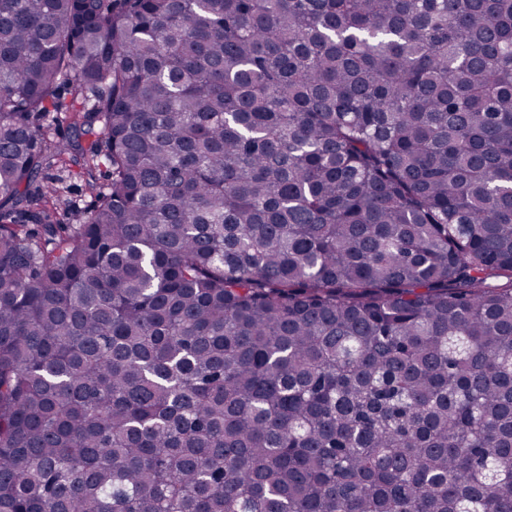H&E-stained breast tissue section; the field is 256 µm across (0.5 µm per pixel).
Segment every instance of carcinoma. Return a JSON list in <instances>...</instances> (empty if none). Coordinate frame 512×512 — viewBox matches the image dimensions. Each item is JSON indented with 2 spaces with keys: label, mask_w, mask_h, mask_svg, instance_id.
Wrapping results in <instances>:
<instances>
[{
  "label": "carcinoma",
  "mask_w": 512,
  "mask_h": 512,
  "mask_svg": "<svg viewBox=\"0 0 512 512\" xmlns=\"http://www.w3.org/2000/svg\"><path fill=\"white\" fill-rule=\"evenodd\" d=\"M0 512H512V0H0ZM72 173L70 175L67 172H52L54 179H62V184H58L56 181H52L58 186L64 187V198L67 199L71 207L75 206L78 209H85L91 202L89 193L85 190L84 182L81 178L77 177L74 173L78 171V167L73 166Z\"/></svg>",
  "instance_id": "cac0c4a2"
}]
</instances>
